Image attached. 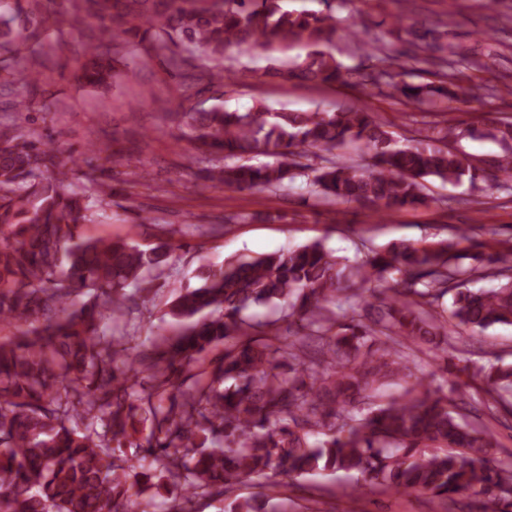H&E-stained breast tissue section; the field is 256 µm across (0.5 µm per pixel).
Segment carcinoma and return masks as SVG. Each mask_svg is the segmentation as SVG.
I'll list each match as a JSON object with an SVG mask.
<instances>
[{"instance_id": "cac0c4a2", "label": "carcinoma", "mask_w": 512, "mask_h": 512, "mask_svg": "<svg viewBox=\"0 0 512 512\" xmlns=\"http://www.w3.org/2000/svg\"><path fill=\"white\" fill-rule=\"evenodd\" d=\"M284 0H67L73 22L96 21L85 44L86 82L112 84L115 49H150L183 79L184 100L200 83L224 86L229 50L256 46L309 49L284 75L321 83L345 81L336 40L347 38L370 58L382 38L360 21L340 28L334 0L326 11L288 10ZM0 14V48L36 85L41 72L26 53L46 23L23 25ZM361 75L409 99L480 98L481 86H398L397 58ZM197 153L224 159L210 178L237 191L276 188L299 176L327 202H359L383 216L429 203L424 181L512 182V119L494 127L504 153L478 165L455 146L464 130L449 120L425 136L400 142L359 103L333 112H272L257 102L245 112L183 108ZM353 147L361 160H342ZM317 164H303L309 155ZM265 156L270 161L254 165ZM74 169L42 138L16 123L0 124V324L26 330L0 338V512H150L143 498L180 490L176 512H196L199 499L225 502L224 512H295L285 484L270 475L302 477L326 470L355 472L359 492H421L440 499L480 500V512H512V466L489 464L494 432L456 411L459 375L415 379L386 403L375 398L395 378L413 376L414 347L439 354L456 329L482 332L512 325V245L474 256L464 267L465 230L435 242L401 241L367 249L354 263L314 241L260 258H231L186 287L170 315L175 331L133 355L127 337L101 334L127 303L149 292L145 273L180 246L149 250L110 236L84 237L109 203L96 193L67 191ZM475 277L496 287L474 291ZM454 292L451 309L442 300ZM87 297L79 308L70 296ZM272 305L288 321L247 314ZM224 356L204 358L217 346ZM498 404L512 408V364L495 361L471 375ZM104 430H98V427ZM245 479L265 481L266 493L231 496Z\"/></svg>"}]
</instances>
